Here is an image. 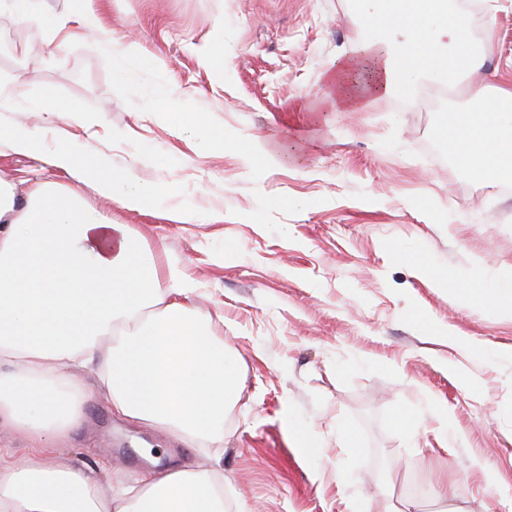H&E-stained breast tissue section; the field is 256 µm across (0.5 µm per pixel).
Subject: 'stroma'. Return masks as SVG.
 I'll use <instances>...</instances> for the list:
<instances>
[{
    "label": "stroma",
    "instance_id": "obj_1",
    "mask_svg": "<svg viewBox=\"0 0 512 512\" xmlns=\"http://www.w3.org/2000/svg\"><path fill=\"white\" fill-rule=\"evenodd\" d=\"M111 41L75 33L58 55L32 19L0 8V83L95 119L88 157L173 188L194 215L87 203L129 224L180 265L192 304L237 368L224 445V512H512V310L480 300L512 277V193L469 177L450 151L443 108L401 109L398 92L344 112L329 77L359 36L355 0H92ZM495 13V51L479 74L512 86V0ZM133 38L123 76L111 44ZM223 53L217 73L206 59ZM224 130L198 151L182 114ZM269 140L271 166L248 164ZM0 173L20 192L70 186L49 157L0 139ZM55 457L107 461L136 479L193 451L166 431L112 415L98 383ZM309 431L315 448L293 441Z\"/></svg>",
    "mask_w": 512,
    "mask_h": 512
}]
</instances>
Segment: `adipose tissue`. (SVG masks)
Instances as JSON below:
<instances>
[{
    "mask_svg": "<svg viewBox=\"0 0 512 512\" xmlns=\"http://www.w3.org/2000/svg\"><path fill=\"white\" fill-rule=\"evenodd\" d=\"M372 32L343 52L336 88L347 111L361 99L415 87L427 73L455 85L480 69L491 45H470L465 17L448 0H356ZM22 18H40L46 46L66 23L105 35L97 11L43 17L39 0H9ZM47 123L68 126L52 155L73 186L36 184L18 204L0 177V423L24 432L31 452L0 465V512H224V482L196 460L151 472L115 489L97 468L62 466L52 450L75 426L88 398L80 378L94 371L109 410L200 448L224 442V409L236 371L224 341L210 335L176 265L129 225L103 219L80 186L95 184L123 209L163 208L169 187L106 173L82 153L90 117L48 101L29 104ZM451 154L470 175L512 178V91L471 85L448 121Z\"/></svg>",
    "mask_w": 512,
    "mask_h": 512,
    "instance_id": "obj_1",
    "label": "adipose tissue"
}]
</instances>
